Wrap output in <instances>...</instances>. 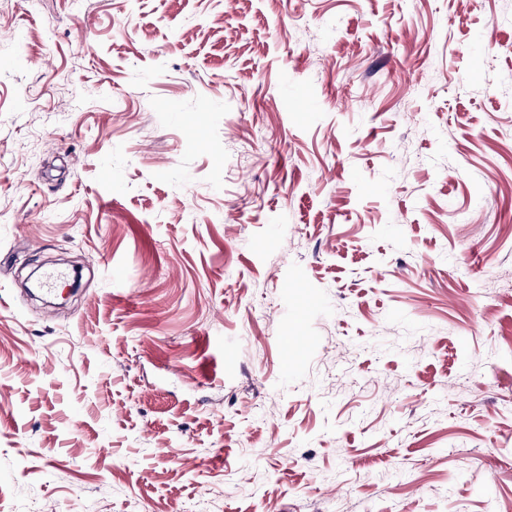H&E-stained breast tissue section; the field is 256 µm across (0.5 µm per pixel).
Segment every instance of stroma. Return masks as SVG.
<instances>
[{"instance_id": "obj_1", "label": "stroma", "mask_w": 512, "mask_h": 512, "mask_svg": "<svg viewBox=\"0 0 512 512\" xmlns=\"http://www.w3.org/2000/svg\"><path fill=\"white\" fill-rule=\"evenodd\" d=\"M206 496L512 512V0H0V512Z\"/></svg>"}]
</instances>
